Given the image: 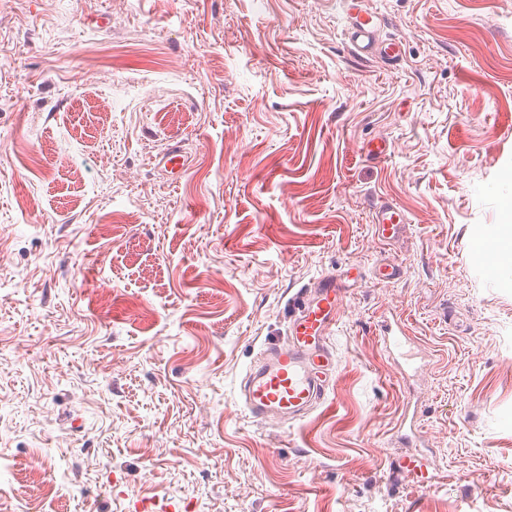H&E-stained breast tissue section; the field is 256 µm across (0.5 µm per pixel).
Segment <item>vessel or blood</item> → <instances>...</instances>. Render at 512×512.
Listing matches in <instances>:
<instances>
[{"label": "vessel or blood", "mask_w": 512, "mask_h": 512, "mask_svg": "<svg viewBox=\"0 0 512 512\" xmlns=\"http://www.w3.org/2000/svg\"><path fill=\"white\" fill-rule=\"evenodd\" d=\"M343 11V36L354 54L399 64L401 42L380 38L379 19L362 8L361 0H343ZM373 222L377 237L390 240L406 218L397 206L387 204L376 209ZM347 293L336 277L324 276L301 298L287 342L266 347L242 379L241 398L252 417L294 422L325 404L336 372L332 337Z\"/></svg>", "instance_id": "obj_1"}]
</instances>
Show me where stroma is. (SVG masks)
Masks as SVG:
<instances>
[{"instance_id":"1","label":"stroma","mask_w":512,"mask_h":512,"mask_svg":"<svg viewBox=\"0 0 512 512\" xmlns=\"http://www.w3.org/2000/svg\"><path fill=\"white\" fill-rule=\"evenodd\" d=\"M363 3L397 67L340 0H0L7 512H512V0ZM348 272L326 403L249 416L246 368ZM343 36L352 52L358 56H375L388 65L396 66L402 59V44L397 39L383 40L379 36V18L362 8L361 0H343ZM375 232L379 239L390 240L398 233L402 224L406 223L405 214L397 206L387 204L376 209L373 220Z\"/></svg>"}]
</instances>
